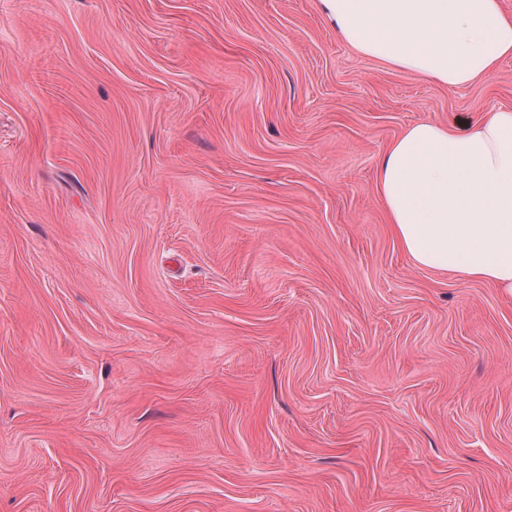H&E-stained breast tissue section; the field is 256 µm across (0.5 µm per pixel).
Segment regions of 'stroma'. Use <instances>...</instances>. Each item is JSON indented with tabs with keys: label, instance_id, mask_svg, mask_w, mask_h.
<instances>
[{
	"label": "stroma",
	"instance_id": "obj_1",
	"mask_svg": "<svg viewBox=\"0 0 512 512\" xmlns=\"http://www.w3.org/2000/svg\"><path fill=\"white\" fill-rule=\"evenodd\" d=\"M502 106L320 0H0V512H512V296L376 195Z\"/></svg>",
	"mask_w": 512,
	"mask_h": 512
}]
</instances>
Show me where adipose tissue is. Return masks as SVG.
Segmentation results:
<instances>
[{
    "label": "adipose tissue",
    "mask_w": 512,
    "mask_h": 512,
    "mask_svg": "<svg viewBox=\"0 0 512 512\" xmlns=\"http://www.w3.org/2000/svg\"><path fill=\"white\" fill-rule=\"evenodd\" d=\"M357 53L451 89L490 77L512 56L500 0H322ZM377 193L414 266L512 295V108L468 130L423 121L382 157Z\"/></svg>",
    "instance_id": "obj_1"
}]
</instances>
